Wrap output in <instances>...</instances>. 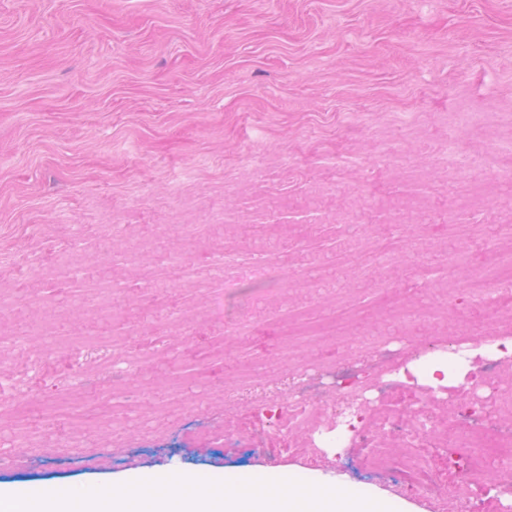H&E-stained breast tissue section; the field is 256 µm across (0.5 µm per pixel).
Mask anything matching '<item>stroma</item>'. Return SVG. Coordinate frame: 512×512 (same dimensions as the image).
Segmentation results:
<instances>
[{
	"label": "stroma",
	"instance_id": "stroma-1",
	"mask_svg": "<svg viewBox=\"0 0 512 512\" xmlns=\"http://www.w3.org/2000/svg\"><path fill=\"white\" fill-rule=\"evenodd\" d=\"M509 167L512 0H0V483L287 468L512 512V467L435 435L512 337L466 289L512 259ZM260 261L278 278L252 290ZM295 310L350 322L282 343ZM441 361L440 406L411 385L418 435L388 464L289 447L297 370L327 400L354 368L368 428L399 370ZM69 391L83 420L43 419Z\"/></svg>",
	"mask_w": 512,
	"mask_h": 512
}]
</instances>
